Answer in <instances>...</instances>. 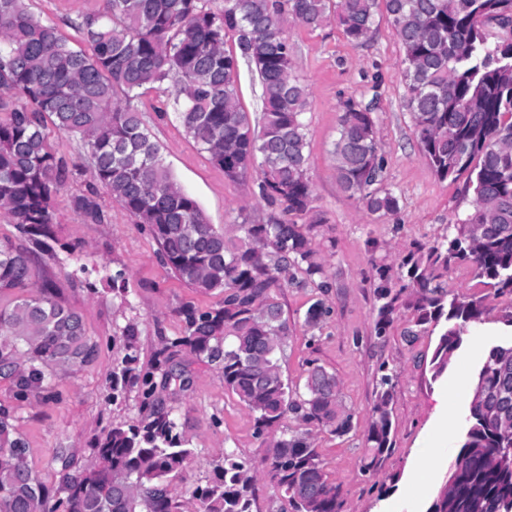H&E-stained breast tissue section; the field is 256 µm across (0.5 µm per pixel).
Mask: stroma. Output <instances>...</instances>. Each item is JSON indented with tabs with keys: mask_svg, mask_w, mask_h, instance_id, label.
Here are the masks:
<instances>
[{
	"mask_svg": "<svg viewBox=\"0 0 512 512\" xmlns=\"http://www.w3.org/2000/svg\"><path fill=\"white\" fill-rule=\"evenodd\" d=\"M30 12L56 25L76 47L87 42L75 24L96 12L99 0H26ZM295 73L309 90L306 113L309 164L313 188L311 220L318 223L316 246L327 268V283H293L277 289L290 328L280 360L282 376L303 391L309 364L335 373L343 403L353 413L350 433L339 436L301 414L288 413L283 429L309 432L321 453L332 482L339 485L343 512H426L433 491L457 454L469 398L460 393L489 349L512 339V327L499 321L501 307L512 298L495 296L470 266L448 271L449 291L484 298L490 310L483 324L464 338L447 371L433 377L430 360L437 335L410 338L406 331L414 312L400 307L385 336L374 330L380 302L376 294L377 268L386 264L391 275L415 242H431L446 235L458 214L472 209L474 195L463 181L440 180L423 157L411 117L403 106L405 87L401 71L403 51L390 24L380 20L362 46L350 45L336 22L310 29L293 25ZM162 93L149 92L139 108L158 141L165 165L173 177L198 201L210 223L223 225L235 236L243 219H259L270 212L257 194L255 182L227 179L206 154L200 153L174 112L160 114ZM374 103L373 118L384 158L383 184L399 199L397 214H368L337 185L333 145L339 117L347 102ZM84 180L69 182L56 200L55 236L77 244L78 261L59 264L38 256L40 280L54 284L58 300L81 313L88 336L98 344L95 360L76 372H60L51 396L31 393L18 397L12 380L0 377V407L9 409L18 432L27 443V460L51 497L63 494L64 463L78 468L91 462L94 444L113 424L148 418L152 406L173 409L179 427L195 455L173 483L178 500L189 501L192 489L214 477V468L227 452L259 470L272 437L257 434L253 414L224 387L217 364L197 358L189 349H166L183 333L178 314L182 305L201 310L219 308L224 296L189 288L164 265L152 236L135 223L110 197H103V223L84 221L69 204L84 189ZM96 267V290L71 281L76 262ZM124 269L128 278V305L113 297L109 275ZM329 311L318 325L306 322L314 305ZM135 325L139 365L153 372L157 385L153 405L143 403L139 388L112 395L115 360L124 353L122 330ZM393 382L390 404L394 446L382 466L363 468L364 433L382 374ZM447 400L448 413L437 405ZM451 422L448 446L429 469L428 492L409 497L408 487L420 471L429 445L444 422Z\"/></svg>",
	"mask_w": 512,
	"mask_h": 512,
	"instance_id": "stroma-1",
	"label": "stroma"
}]
</instances>
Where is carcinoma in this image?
Returning a JSON list of instances; mask_svg holds the SVG:
<instances>
[{
    "label": "carcinoma",
    "instance_id": "cac0c4a2",
    "mask_svg": "<svg viewBox=\"0 0 512 512\" xmlns=\"http://www.w3.org/2000/svg\"><path fill=\"white\" fill-rule=\"evenodd\" d=\"M99 10L75 27L89 50H77L51 23L30 13L25 0H0V211L32 247L0 241V370L23 392H51L59 370L90 364L98 344L82 316L59 301L44 282L35 286L34 250L52 257L74 247L58 243L54 198L77 175L56 155L47 128L76 139L90 173L71 196L85 220L101 223L105 189L135 223L149 231L165 264L179 280L202 292L224 294L211 311L179 310L185 346L220 365L224 388L254 415L258 433L302 411L338 435L352 429L336 376L319 365L307 370L304 392L292 396L278 354L288 319L273 292L296 281L323 278L314 245L316 224L307 177V87L294 74L295 46L285 28H318L334 17L349 44H362L380 11L403 48L404 108L422 155L442 181L466 177L473 209L448 234L417 243L399 263L393 282L378 266L375 324L386 333L404 294L411 297L418 332L439 331L431 359L443 374L472 325L487 312L484 300L452 294L445 277L452 264L469 265L495 295L512 296V0H100ZM499 37L491 42L487 27ZM233 43L228 48L227 43ZM246 63L260 83L261 112L250 119L240 102L239 69ZM175 80L173 111L185 132L227 179H256L258 193L279 211L263 222L224 227L209 223L197 200L163 163L160 145L143 120L140 98ZM372 104L347 103L334 143L340 190L369 214L394 215L397 196L382 185L384 160ZM511 345L490 348L473 391L500 400L468 410L460 449L426 512H512V433L495 415L512 413V369L502 371ZM125 355L112 374V390L140 385L153 396V375ZM391 377L364 434V469L384 461L393 447ZM194 449L170 411L154 409L145 422L119 423L98 440L95 458L63 476L65 512H181L172 480ZM276 480L273 491L293 512H342L340 488L329 480L319 449L307 433H282L263 460ZM217 480L192 492L196 512H251L257 472L232 452ZM46 486L30 468L26 442L13 417L0 408V512H56Z\"/></svg>",
    "mask_w": 512,
    "mask_h": 512
}]
</instances>
